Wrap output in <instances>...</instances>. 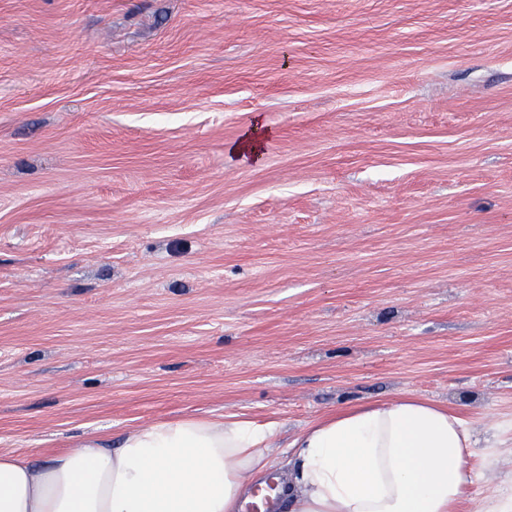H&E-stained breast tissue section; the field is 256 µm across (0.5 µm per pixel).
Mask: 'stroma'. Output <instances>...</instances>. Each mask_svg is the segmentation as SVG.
Listing matches in <instances>:
<instances>
[{
    "label": "stroma",
    "mask_w": 512,
    "mask_h": 512,
    "mask_svg": "<svg viewBox=\"0 0 512 512\" xmlns=\"http://www.w3.org/2000/svg\"><path fill=\"white\" fill-rule=\"evenodd\" d=\"M261 160L224 149L253 118ZM415 396L512 487V0H0V451Z\"/></svg>",
    "instance_id": "obj_1"
}]
</instances>
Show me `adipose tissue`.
<instances>
[{
	"instance_id": "1",
	"label": "adipose tissue",
	"mask_w": 512,
	"mask_h": 512,
	"mask_svg": "<svg viewBox=\"0 0 512 512\" xmlns=\"http://www.w3.org/2000/svg\"><path fill=\"white\" fill-rule=\"evenodd\" d=\"M273 422L186 417L43 461L0 454V512H239L272 461ZM459 415L413 396L317 420L290 443L285 512H452L476 481Z\"/></svg>"
}]
</instances>
